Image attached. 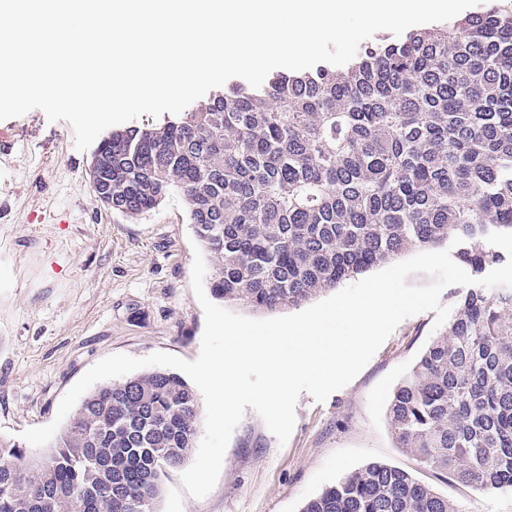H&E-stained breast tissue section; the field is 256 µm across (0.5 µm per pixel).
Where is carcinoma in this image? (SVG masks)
Instances as JSON below:
<instances>
[{"label": "carcinoma", "instance_id": "obj_1", "mask_svg": "<svg viewBox=\"0 0 512 512\" xmlns=\"http://www.w3.org/2000/svg\"><path fill=\"white\" fill-rule=\"evenodd\" d=\"M112 209L135 219L173 191L212 264V296L298 307L407 251L446 244L475 275L512 232V0L362 45L344 66L239 82L174 121L102 140ZM397 447L483 491L512 489V289H468L446 333L394 388ZM195 390L152 370L82 401L44 459L0 436V512H157L160 478L194 447ZM302 512H457L372 461Z\"/></svg>", "mask_w": 512, "mask_h": 512}]
</instances>
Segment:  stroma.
Here are the masks:
<instances>
[{
	"instance_id": "obj_1",
	"label": "stroma",
	"mask_w": 512,
	"mask_h": 512,
	"mask_svg": "<svg viewBox=\"0 0 512 512\" xmlns=\"http://www.w3.org/2000/svg\"><path fill=\"white\" fill-rule=\"evenodd\" d=\"M66 121L35 109L0 121V435L51 423L63 395L112 354L166 352L195 360L204 312L191 288L187 204L173 192L129 219L105 207ZM435 312L405 319L366 367L324 403L301 393L279 444L246 410L204 498L161 479L158 512H301L304 503L372 461L409 471L459 512H512V490L482 492L435 476L397 448L390 395L437 336Z\"/></svg>"
}]
</instances>
